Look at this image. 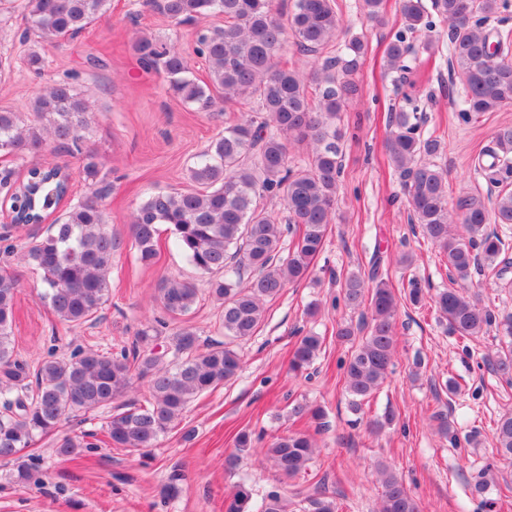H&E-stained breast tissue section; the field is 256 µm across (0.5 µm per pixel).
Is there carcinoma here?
<instances>
[{
  "instance_id": "cac0c4a2",
  "label": "carcinoma",
  "mask_w": 512,
  "mask_h": 512,
  "mask_svg": "<svg viewBox=\"0 0 512 512\" xmlns=\"http://www.w3.org/2000/svg\"><path fill=\"white\" fill-rule=\"evenodd\" d=\"M112 0H0V13L20 10L33 42L48 44L66 34H77L104 16ZM177 24L205 17H224V26L202 30L195 51L205 59L207 80L199 81L185 56L166 42L139 36L133 50L147 72L163 75L167 89L203 112L217 103L238 107L224 122V133L188 168L196 189L180 193L148 194L133 213L131 234L139 259L151 265L157 256V226L171 227L174 244L190 264L211 275L209 293L221 301L219 326L224 336L244 340L253 336L265 317V303L289 284L308 278L321 252L329 224L336 214L337 189L342 173L345 133L338 126L346 101L358 93L354 75L368 53L367 42L354 36L344 52L325 55L338 32L337 0H146ZM373 22L384 21V0H361ZM508 0H398L403 20L386 46L388 70H408L412 43L436 27L448 24L449 62L462 90L458 119L476 123L488 112L512 104V38L489 27L508 9ZM301 53L322 57L306 74L293 64L283 65L286 43ZM34 121L21 113L0 109V153L21 158L52 143L83 160L90 193L67 202L70 174L65 165L33 167L15 189L11 206L25 223L46 220L57 209L45 234L22 248L20 259L40 273V299L55 318L68 327L82 326L103 310L110 298L112 256L117 238L107 229L102 197L107 191L96 153L81 132L87 127V101L69 82L41 89L33 101ZM385 151L399 174L410 208L411 221L423 237L444 254L452 286L431 297L462 344L495 330L507 349L490 360L492 370L512 384V313L480 307L471 293L472 275L492 273L499 288H511L507 266H499L506 243L490 224L512 225V126L500 128L494 146L477 158L475 170L498 186L495 199L479 193L458 197L448 207V174L433 161L442 152L441 141L424 134L422 119L401 108L389 113ZM311 150L308 162L290 161L294 147ZM283 205L278 217L272 204ZM462 220V232L453 229ZM287 256H282L283 245ZM20 284L0 273V460L14 461L11 476L20 483L31 478L18 454L64 420L112 407L134 388L147 383L149 398L134 409L106 417L105 440L94 431L63 439L57 452L74 459L84 449L103 442L115 448L141 451L152 448L171 431L193 399L232 380L241 368L240 354L225 342L200 347L195 330L183 327L169 337L163 352L156 351L157 330L141 328L131 346L118 352L78 348L68 356L53 354L29 366L19 358L13 340L15 304ZM345 306L367 305L370 329L342 365L343 386L352 411L381 386L393 364L398 297L384 274L380 259L369 272H352L341 283ZM426 286L408 279L405 298L413 305L424 300ZM162 308L174 316L193 312L199 288L191 281L163 278L158 284ZM315 334L296 343L291 369L311 365L321 350ZM496 454L512 461V413L496 421ZM252 437L242 432L235 465L247 452ZM314 453L311 437L293 432L274 440L267 454L284 477L306 469ZM381 512H419L403 482L384 469ZM250 500L245 485L238 486L226 512H246ZM260 512H284L280 494L272 490L262 499Z\"/></svg>"
}]
</instances>
